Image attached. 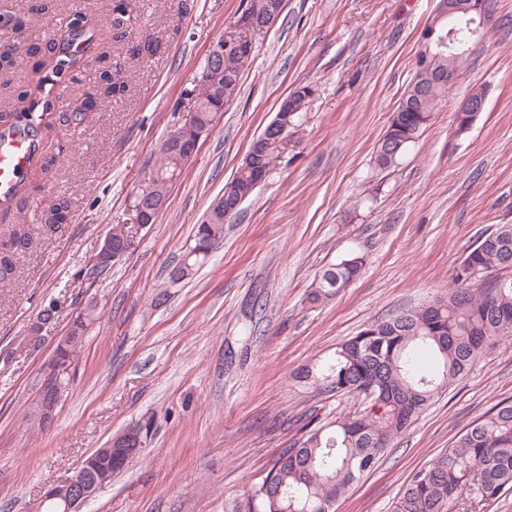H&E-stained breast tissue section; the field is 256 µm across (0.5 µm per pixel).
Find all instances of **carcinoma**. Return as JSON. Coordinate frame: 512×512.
I'll return each mask as SVG.
<instances>
[{
	"label": "carcinoma",
	"mask_w": 512,
	"mask_h": 512,
	"mask_svg": "<svg viewBox=\"0 0 512 512\" xmlns=\"http://www.w3.org/2000/svg\"><path fill=\"white\" fill-rule=\"evenodd\" d=\"M474 16L459 13L439 25L421 56L428 57L430 71L418 68L401 103L413 109L393 112L380 140L374 162L380 170L395 165L420 132L431 121L438 104L448 98V76L453 56L469 51ZM127 4L113 13L111 38H128ZM79 21L68 24L67 38L48 49L60 72L80 68L84 59L96 53L92 38L81 39ZM159 40L148 36L131 44V58L153 56ZM249 61L224 63V84L214 93L199 90L195 123L211 124L214 112L234 95ZM120 63L100 72L106 82L105 94L115 97L127 84ZM311 85H298L281 100L288 106L292 125L301 120L310 98ZM54 111L44 97L41 111L33 106L15 108L10 128L37 135L44 115ZM282 162L281 144L268 136L260 167L241 164L235 177L224 185L231 195L253 194V184L264 172ZM182 169L165 149H160L148 182L137 189L133 203H150L169 194ZM44 223L56 230L71 221L64 200L52 204L43 214ZM224 237V213L211 209L196 225L193 245L179 264L180 280L190 278L207 258V244ZM31 245V235L19 227L0 241V283L11 281L14 256ZM512 263V224H503L482 238L455 270L453 286L438 292L421 306L400 311L387 319L366 325L357 335L336 347L319 365L301 369L293 380L316 394L356 398L363 409L342 414L330 421L308 422L305 434L293 447L282 451L261 482L247 487L242 501L231 512H335L339 498L361 478L375 469L381 457L411 422L434 399L466 375L487 349L512 336V279L495 272ZM363 259L353 256L324 269L315 279L309 302L319 304L336 297L359 275ZM100 317L95 307H85L76 316L77 328L61 350L63 376L69 385L72 365L83 347L88 328ZM512 490V401H501L459 434L453 445L427 466L413 474L394 512H456L462 506L488 508Z\"/></svg>",
	"instance_id": "cac0c4a2"
}]
</instances>
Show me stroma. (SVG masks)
Returning <instances> with one entry per match:
<instances>
[{
	"mask_svg": "<svg viewBox=\"0 0 512 512\" xmlns=\"http://www.w3.org/2000/svg\"><path fill=\"white\" fill-rule=\"evenodd\" d=\"M0 0V42L15 66L0 74V113L17 90L45 89L56 120L40 129L51 172L28 165L27 192L0 210V236H32L0 286V512H29L43 489L130 425L150 422L148 445L113 475L84 512H225L309 421L353 411L316 395L292 374L319 363L376 319L425 303L451 286L480 236L512 224V0H489L485 35L430 124L385 171L377 146L411 83L439 0H286L278 21L253 36L252 62L154 223L131 224L129 205L161 141L192 107L211 44L234 34L241 0H128L129 40L160 41L127 60L122 99L103 102L80 127L63 122L97 96L102 65L77 80L56 77L27 48L56 40V21L111 16L115 0ZM316 89L294 147L224 225V244L175 288L167 273L194 227L224 193L252 140L297 85ZM486 103L472 127L455 113L473 89ZM66 200L72 221L47 232L40 206ZM130 224L133 253L87 288L82 273L113 225ZM363 259L334 299L308 300L315 277L341 259ZM170 296L153 300L162 289ZM104 305L79 355L53 425L25 414L42 366L71 314L91 294ZM57 317L31 326L47 306ZM512 400V336L498 341L425 409L379 466L336 503V512H393L410 477L471 422Z\"/></svg>",
	"mask_w": 512,
	"mask_h": 512,
	"instance_id": "35a3bbf8",
	"label": "stroma"
}]
</instances>
